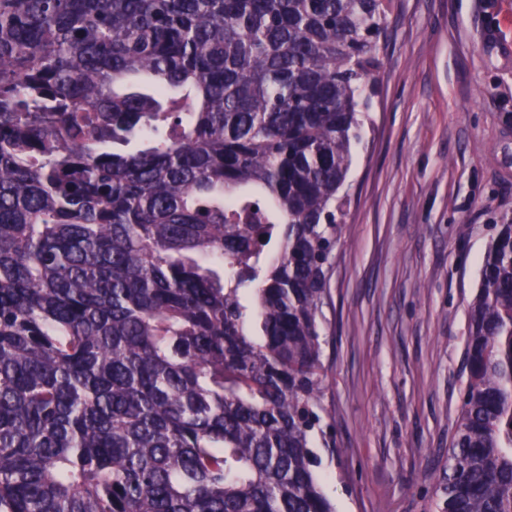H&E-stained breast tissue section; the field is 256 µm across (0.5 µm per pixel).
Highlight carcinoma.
I'll return each mask as SVG.
<instances>
[{
	"instance_id": "obj_1",
	"label": "carcinoma",
	"mask_w": 512,
	"mask_h": 512,
	"mask_svg": "<svg viewBox=\"0 0 512 512\" xmlns=\"http://www.w3.org/2000/svg\"><path fill=\"white\" fill-rule=\"evenodd\" d=\"M392 0H0V512H335L320 317ZM439 512H512V221Z\"/></svg>"
}]
</instances>
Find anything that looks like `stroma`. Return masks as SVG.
I'll use <instances>...</instances> for the list:
<instances>
[{"instance_id": "stroma-1", "label": "stroma", "mask_w": 512, "mask_h": 512, "mask_svg": "<svg viewBox=\"0 0 512 512\" xmlns=\"http://www.w3.org/2000/svg\"><path fill=\"white\" fill-rule=\"evenodd\" d=\"M321 323L336 512H438L467 309L512 220V0H393Z\"/></svg>"}]
</instances>
